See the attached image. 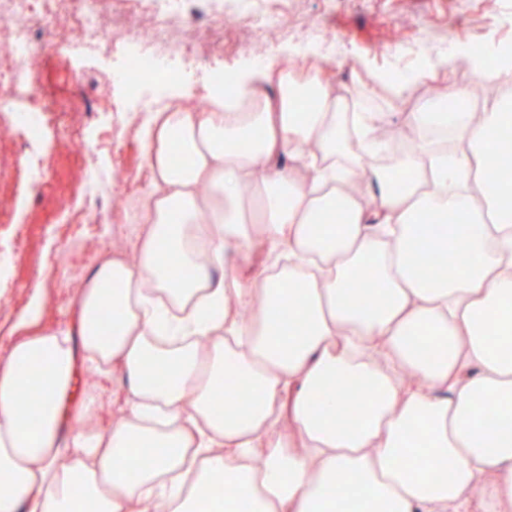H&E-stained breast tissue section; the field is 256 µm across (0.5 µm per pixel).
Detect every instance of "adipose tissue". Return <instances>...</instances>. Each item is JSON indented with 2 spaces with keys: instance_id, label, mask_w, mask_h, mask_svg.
Here are the masks:
<instances>
[{
  "instance_id": "1",
  "label": "adipose tissue",
  "mask_w": 512,
  "mask_h": 512,
  "mask_svg": "<svg viewBox=\"0 0 512 512\" xmlns=\"http://www.w3.org/2000/svg\"><path fill=\"white\" fill-rule=\"evenodd\" d=\"M461 64L472 82L407 113L417 135L388 165L396 130L350 113L322 69L246 68L235 98L152 113L135 262H98L70 320L32 313L0 356V512H341L330 491L349 474L360 512H512V49L437 62ZM480 85L501 92L469 109ZM422 251L449 275L422 279ZM84 360L122 381L118 417L72 402ZM36 378L34 425L19 399ZM347 381L366 395L351 418ZM225 385L247 397L224 418Z\"/></svg>"
}]
</instances>
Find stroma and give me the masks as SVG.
Masks as SVG:
<instances>
[{
	"label": "stroma",
	"instance_id": "stroma-1",
	"mask_svg": "<svg viewBox=\"0 0 512 512\" xmlns=\"http://www.w3.org/2000/svg\"><path fill=\"white\" fill-rule=\"evenodd\" d=\"M266 7V0H240L228 12L209 70L158 84L149 97H178L207 109L218 90L213 70H240L268 44L281 68L300 74L315 66L327 69L333 86L350 90L358 109L382 113L389 126L402 129L406 107L433 98L448 80L432 69L438 54L478 42L512 46V0H290L286 24L255 33L248 18ZM124 62L120 47L66 57L46 41L38 77L55 121L40 146L49 170L37 181L25 174L28 146L14 114L0 102V351L34 306H41L50 324L69 317L74 287L101 253L116 247L127 259L135 257L132 227L121 220L134 196L125 162L141 163L145 156L138 138L112 136L113 124L135 101L116 84L111 111L96 109L102 76ZM391 73L415 77L407 98L382 84ZM76 212L93 213L95 223L60 232ZM32 218L38 221L41 264L24 272L14 260L16 232Z\"/></svg>",
	"mask_w": 512,
	"mask_h": 512
}]
</instances>
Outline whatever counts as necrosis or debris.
Masks as SVG:
<instances>
[{
	"label": "necrosis or debris",
	"instance_id": "4bbe7bcc",
	"mask_svg": "<svg viewBox=\"0 0 512 512\" xmlns=\"http://www.w3.org/2000/svg\"><path fill=\"white\" fill-rule=\"evenodd\" d=\"M188 0H0V97L20 118L29 142H40L50 123L42 103L37 68L49 32L58 48L84 45L103 51L124 38H138L141 22L150 36L129 58L119 76L122 85L136 89L148 75L160 72L167 59L194 65L204 59L195 51L208 34L224 30L225 0H197L203 25L192 23L185 9Z\"/></svg>",
	"mask_w": 512,
	"mask_h": 512
}]
</instances>
